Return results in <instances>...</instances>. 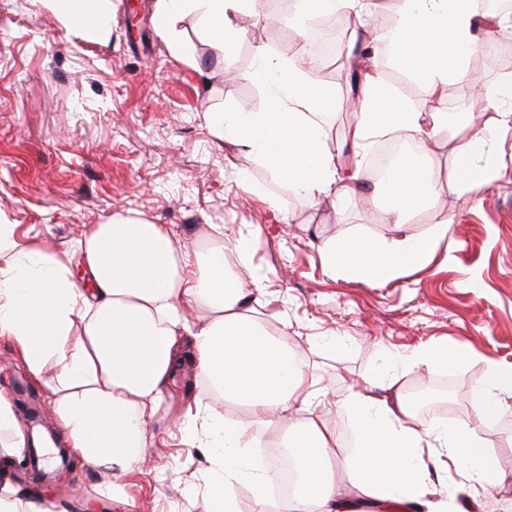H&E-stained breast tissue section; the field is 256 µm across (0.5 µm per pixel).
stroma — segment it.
<instances>
[{"mask_svg": "<svg viewBox=\"0 0 512 512\" xmlns=\"http://www.w3.org/2000/svg\"><path fill=\"white\" fill-rule=\"evenodd\" d=\"M112 2L109 33L96 39L68 32L40 0H0V219L61 255L77 251L91 225L118 216L172 226L190 249L207 248L215 224L230 237L252 235V258L237 274L248 287L263 282L255 308L321 377L330 399L324 421L342 443L351 448L356 439L340 404L349 387L366 379L382 387L394 376L407 392L441 380L444 411L417 422L467 427L511 470L512 408L485 426L473 412L472 386L486 360L512 366V130L499 136L493 180L425 202L407 223H387L380 197L369 191L344 206L315 203L257 153L225 141L210 120L228 106L267 110L268 89L252 74L258 49L280 52L272 24L253 13L234 16L241 38L237 75L228 78L224 53L198 16L180 15L168 34L156 24L157 0ZM511 47L509 34L480 39L468 77L437 94L402 66H387V83L416 111L448 112L456 93L471 90V75L512 80V60L501 54ZM308 77L325 94L326 143L345 153L356 119L341 105L349 93L341 80ZM443 224L448 234L435 260L402 278L367 283L323 266L328 239L418 238ZM422 344L459 347L469 357L452 370L387 364L386 353L407 355ZM173 390L180 408L204 401L243 428L245 439L261 440L255 456L287 434L273 419L249 422L243 406L211 392L192 366L177 373ZM0 393L10 398L17 432L29 429V404L45 421L55 417L49 391L4 336ZM195 425L172 415L150 425L141 463L125 473L76 459L61 480L39 482L24 458L10 477L50 512H205L213 472L208 449L190 438ZM14 433H0V444Z\"/></svg>", "mask_w": 512, "mask_h": 512, "instance_id": "35a3bbf8", "label": "stroma"}]
</instances>
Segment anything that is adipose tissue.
Here are the masks:
<instances>
[{"label": "adipose tissue", "mask_w": 512, "mask_h": 512, "mask_svg": "<svg viewBox=\"0 0 512 512\" xmlns=\"http://www.w3.org/2000/svg\"><path fill=\"white\" fill-rule=\"evenodd\" d=\"M62 24L81 35H102L112 0H42ZM159 18L195 13L215 41L232 51L238 38L231 11L257 0H159ZM311 12H346L359 20L352 41L371 46L374 57L356 92L358 120L346 135L349 163H340L324 138L322 100L306 73L292 60L259 51L255 78L269 86L265 112L224 115V136L259 152L273 171L288 175L310 200L332 194L351 199L373 138L417 133L419 154L402 162L385 187L386 219L401 224L431 188L456 196L468 185L491 179L493 132H473L475 110L495 113L496 125L512 127V83L473 82L472 103L453 112L424 114L392 95L381 60L409 66L437 91L464 76L480 35L512 34V19L475 10L473 0H396L398 22L375 32L362 18L366 0H310ZM462 131L449 141L452 169L433 185L422 156L445 127ZM445 227L421 238L365 243L329 240L325 264L368 281H389L427 268L446 236ZM175 233L163 224L137 219L92 225L78 261L61 257L37 241L19 240L15 227L0 224V247L10 254L0 265V336L12 339L29 371L49 388L65 444L84 463L126 471L144 454V431L174 405L167 391L176 372L183 336L193 338L196 368L225 400L248 408L252 421L301 415L286 439L299 460L303 485L295 495L271 503V470L244 452L240 427L225 425L216 413L203 419L202 432L215 448L218 479L209 484L206 512H235L233 490L250 485L253 512H341L336 472L350 473L351 493L362 501L406 502L425 496L428 463L446 457L465 465L464 482L449 487L429 512H444L459 495L472 498L512 486L483 441L467 429L411 421L404 395L389 382L386 395L369 384L350 388L341 404L353 419L356 449L333 445L316 413L323 403L319 376L299 360L287 336L265 328L224 261L228 252L249 257L250 238L215 236L195 252L174 246ZM86 274L81 287L75 271ZM205 308L206 322L190 324L184 304ZM476 413L494 424L512 398V367L487 362L473 385Z\"/></svg>", "instance_id": "adipose-tissue-1"}]
</instances>
